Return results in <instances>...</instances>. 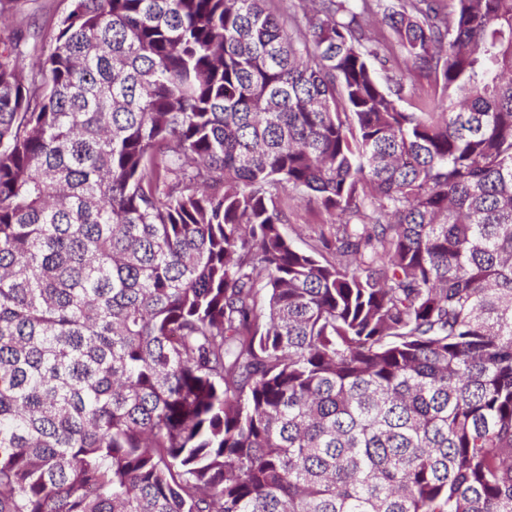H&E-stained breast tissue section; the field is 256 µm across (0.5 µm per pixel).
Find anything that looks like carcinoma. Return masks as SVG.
I'll list each match as a JSON object with an SVG mask.
<instances>
[{"mask_svg":"<svg viewBox=\"0 0 512 512\" xmlns=\"http://www.w3.org/2000/svg\"><path fill=\"white\" fill-rule=\"evenodd\" d=\"M25 57L0 512H512V0H71ZM284 201L290 216V223L284 225V232L296 245L305 246L311 237L320 232L329 236L332 218L317 203L295 193L286 195Z\"/></svg>","mask_w":512,"mask_h":512,"instance_id":"cac0c4a2","label":"carcinoma"}]
</instances>
